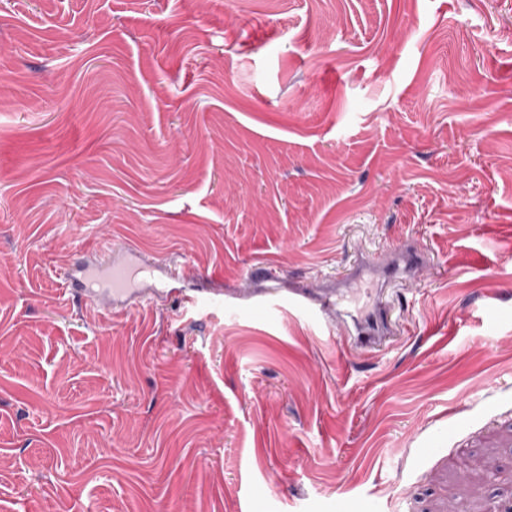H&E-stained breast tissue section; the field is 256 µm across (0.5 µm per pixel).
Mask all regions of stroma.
Wrapping results in <instances>:
<instances>
[{"mask_svg":"<svg viewBox=\"0 0 512 512\" xmlns=\"http://www.w3.org/2000/svg\"><path fill=\"white\" fill-rule=\"evenodd\" d=\"M406 240L385 347L253 305ZM104 241L228 306L80 309ZM375 504L512 512V0H0V512Z\"/></svg>","mask_w":512,"mask_h":512,"instance_id":"35a3bbf8","label":"stroma"}]
</instances>
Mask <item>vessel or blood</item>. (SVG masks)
Wrapping results in <instances>:
<instances>
[{
  "label": "vessel or blood",
  "mask_w": 512,
  "mask_h": 512,
  "mask_svg": "<svg viewBox=\"0 0 512 512\" xmlns=\"http://www.w3.org/2000/svg\"><path fill=\"white\" fill-rule=\"evenodd\" d=\"M392 254V261L382 270L381 280L385 283L398 278L401 271L422 268L430 262L428 255L404 244L394 247ZM186 270L187 265L183 262L153 263L142 259L134 248L116 252L106 244L81 253L72 267L64 272L63 279L67 292L79 307L122 316L142 303L158 298L157 281L166 283L168 295H179L178 283ZM290 304L305 313L335 316L340 326H353L351 340L361 348L378 344L392 330L387 305L383 302L377 303L373 314L365 320L340 309L329 291L319 295L314 289L307 288L292 298Z\"/></svg>",
  "instance_id": "b4317fda"
}]
</instances>
